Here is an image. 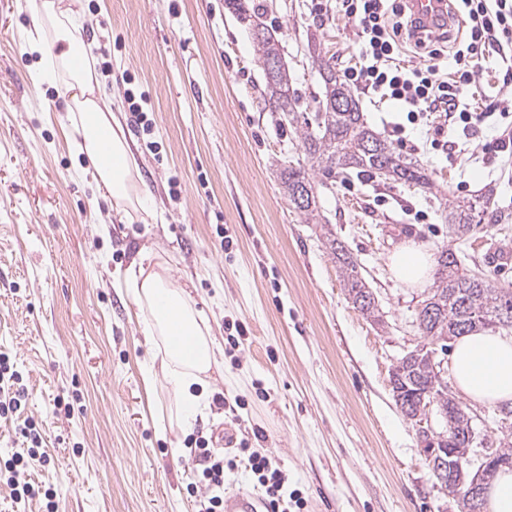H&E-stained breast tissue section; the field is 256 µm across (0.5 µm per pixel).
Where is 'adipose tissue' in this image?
<instances>
[{"label":"adipose tissue","mask_w":512,"mask_h":512,"mask_svg":"<svg viewBox=\"0 0 512 512\" xmlns=\"http://www.w3.org/2000/svg\"><path fill=\"white\" fill-rule=\"evenodd\" d=\"M30 7L38 18L27 34L32 49H39L49 37L65 45L59 54L41 58L40 65L61 76L57 94L69 102L71 135L78 152L95 165L98 192L111 198L117 209H146L148 192L122 122L101 99L95 44L88 41L79 12L71 0H32ZM431 265V255L414 244L391 258L395 277L411 288L425 283ZM125 285L148 311L144 334L162 340L165 379L183 406L184 426L192 427L196 414L207 405L204 376L217 364L208 328L186 290L152 254H141L129 266ZM453 376L457 390L468 400L487 406L512 402V336L484 331L459 338Z\"/></svg>","instance_id":"obj_1"}]
</instances>
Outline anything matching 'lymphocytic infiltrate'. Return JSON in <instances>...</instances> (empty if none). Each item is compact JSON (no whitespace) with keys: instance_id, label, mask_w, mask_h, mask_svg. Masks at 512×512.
I'll return each mask as SVG.
<instances>
[{"instance_id":"f902f5d3","label":"lymphocytic infiltrate","mask_w":512,"mask_h":512,"mask_svg":"<svg viewBox=\"0 0 512 512\" xmlns=\"http://www.w3.org/2000/svg\"><path fill=\"white\" fill-rule=\"evenodd\" d=\"M455 13L468 27L469 42L454 55L456 69L442 70L444 49L435 47L429 33L418 32L409 18L404 0H336V10L350 21L360 44L357 62L343 71V78L364 93L399 106L410 124H417L430 112L440 113L446 126L461 129L467 136H482L484 153L497 155L512 144V0H450ZM427 49L422 65L401 60L404 42ZM497 58L508 78L503 81L487 110H472L467 101L475 68L482 60ZM23 434L30 446L26 453H14L0 471V481L10 486L17 504L33 497L22 467L24 459H38L41 436L34 424ZM190 458L202 467L209 493L202 512H223L224 483L238 468L249 471L260 486L270 512H288L302 507L298 492L289 491L288 481L274 461L248 446L227 457L197 441Z\"/></svg>"}]
</instances>
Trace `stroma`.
<instances>
[{"mask_svg":"<svg viewBox=\"0 0 512 512\" xmlns=\"http://www.w3.org/2000/svg\"><path fill=\"white\" fill-rule=\"evenodd\" d=\"M280 43L301 103L320 88L309 55L320 43L337 70L356 61L352 25L333 0H251ZM105 103L121 119L155 218L114 210L94 187L90 160L70 139L65 101L38 68L24 35L27 0H0V351L25 391L0 418V465L28 445L35 421L43 462L27 512H198L206 484L189 439L231 424L277 462L302 512H458L428 470L414 421L390 383L420 342L416 313L427 287L390 268L413 243L457 252L512 288V154L485 157L479 140L430 145L436 116L393 130L404 115L359 94L367 125L418 161L436 191L365 176L321 196L325 225L305 223L281 187L296 133L264 94L253 33L225 0H80ZM147 99L150 130L124 92ZM496 191L497 217L468 239L442 217L447 199ZM330 226L360 264L383 318L367 321L323 243ZM150 249L205 318L221 352L206 378L214 398L191 429L163 376L160 339L142 332L145 309L121 282ZM247 335L231 348L229 325ZM264 440H256V431Z\"/></svg>","mask_w":512,"mask_h":512,"instance_id":"stroma-1","label":"stroma"}]
</instances>
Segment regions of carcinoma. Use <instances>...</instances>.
<instances>
[{
	"label": "carcinoma",
	"instance_id": "obj_1",
	"mask_svg": "<svg viewBox=\"0 0 512 512\" xmlns=\"http://www.w3.org/2000/svg\"><path fill=\"white\" fill-rule=\"evenodd\" d=\"M229 9L243 24L260 31L254 37L265 79V92L282 121L301 139L302 157L288 162L281 172L284 194L293 209L305 221L321 217L318 176L332 182L336 176L345 181L356 175H368L395 182L413 183L431 189L434 182L426 169L406 161L391 144L363 122L355 92L336 68L321 55L313 64L321 78L322 97L310 112L299 111L298 98L281 54L279 41L251 11L249 0H227ZM495 211L494 191L489 189L470 197L448 200V226L459 238L472 234ZM337 259L343 287L358 311L373 323L381 322L373 293L345 247L336 239H327ZM512 304V289L501 288L489 275L476 276L465 267L450 248L436 258L434 282L424 300L418 329L425 345H448L473 332L511 328L512 321L502 316L503 306ZM396 405L410 420L419 411L421 393L430 391L436 408L449 419L450 436H464L473 430L468 408L448 398V383L439 376L427 353L412 349L410 357H401L391 375Z\"/></svg>",
	"mask_w": 512,
	"mask_h": 512
}]
</instances>
